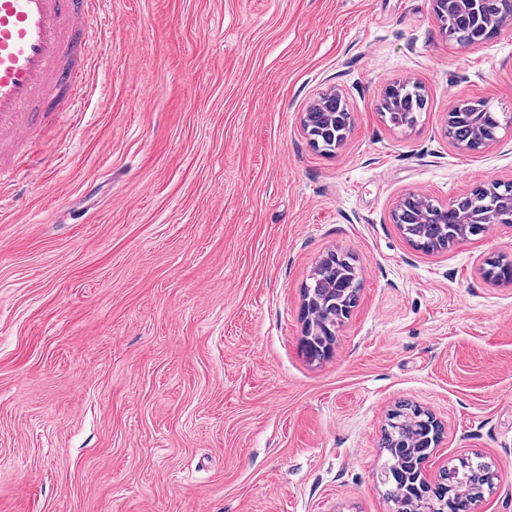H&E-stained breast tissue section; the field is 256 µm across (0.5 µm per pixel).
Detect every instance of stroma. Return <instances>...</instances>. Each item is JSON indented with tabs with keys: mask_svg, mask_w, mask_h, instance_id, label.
Returning a JSON list of instances; mask_svg holds the SVG:
<instances>
[{
	"mask_svg": "<svg viewBox=\"0 0 512 512\" xmlns=\"http://www.w3.org/2000/svg\"><path fill=\"white\" fill-rule=\"evenodd\" d=\"M104 60L58 168L0 209V512H390L382 431L407 402L478 455L512 512V224L415 249L392 220L512 182V128L474 153L462 100L512 113V23L449 42L434 0H106ZM428 95L414 128L386 87ZM348 101L334 155L303 130ZM361 271L329 356L302 352V288ZM397 86L401 89V94L386 96L381 110L394 127H413L417 122V114L424 112L427 99L417 85L404 83ZM483 102H463L449 113L447 135L455 142H469L474 149L480 148V136L477 127L463 120L459 112H482Z\"/></svg>",
	"mask_w": 512,
	"mask_h": 512,
	"instance_id": "35a3bbf8",
	"label": "stroma"
}]
</instances>
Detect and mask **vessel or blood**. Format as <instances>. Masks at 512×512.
Masks as SVG:
<instances>
[{
  "label": "vessel or blood",
  "instance_id": "b4317fda",
  "mask_svg": "<svg viewBox=\"0 0 512 512\" xmlns=\"http://www.w3.org/2000/svg\"><path fill=\"white\" fill-rule=\"evenodd\" d=\"M104 24L102 0H0V191L55 156L46 114L77 113Z\"/></svg>",
  "mask_w": 512,
  "mask_h": 512
}]
</instances>
